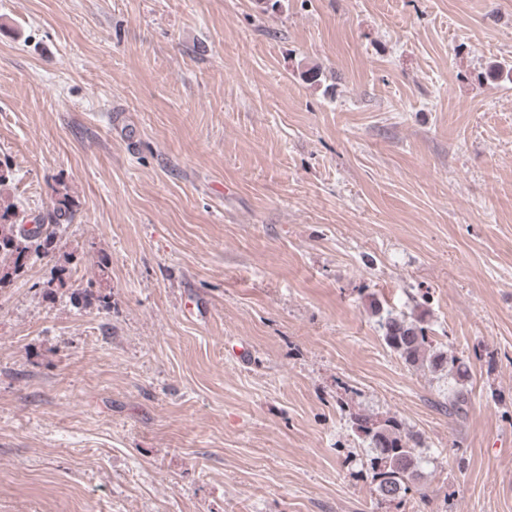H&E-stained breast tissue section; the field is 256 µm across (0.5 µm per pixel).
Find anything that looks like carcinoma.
Listing matches in <instances>:
<instances>
[{
	"instance_id": "1",
	"label": "carcinoma",
	"mask_w": 512,
	"mask_h": 512,
	"mask_svg": "<svg viewBox=\"0 0 512 512\" xmlns=\"http://www.w3.org/2000/svg\"><path fill=\"white\" fill-rule=\"evenodd\" d=\"M11 177L10 168L0 166V289L11 285L19 275L23 258L54 250L60 225L74 219L68 192L58 189L52 210L34 218L32 227H27L20 218L18 204L3 194ZM71 297L85 306L107 300V296L93 290L91 283L74 289ZM375 313L379 315L386 346L408 367L426 369L453 381V388L448 391V409L460 411L466 400L464 386L470 378V367L464 359L446 351L429 352L428 327L422 317L409 321L378 305ZM350 420L367 442L374 492L385 501L401 498L421 477L424 459L419 453L420 438L405 430L395 417L378 421L367 414H354Z\"/></svg>"
}]
</instances>
